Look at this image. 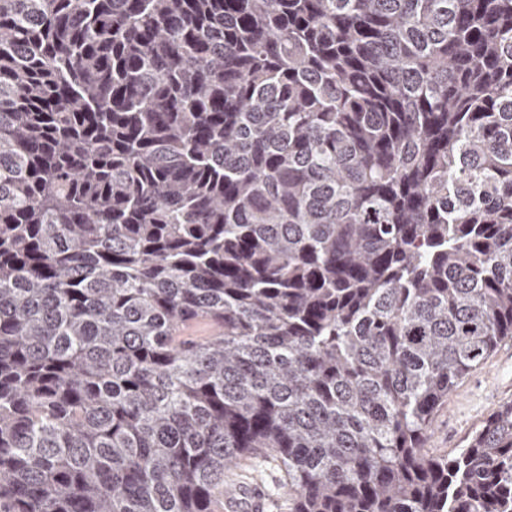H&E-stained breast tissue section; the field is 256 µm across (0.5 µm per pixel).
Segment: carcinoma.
<instances>
[{"mask_svg":"<svg viewBox=\"0 0 512 512\" xmlns=\"http://www.w3.org/2000/svg\"><path fill=\"white\" fill-rule=\"evenodd\" d=\"M507 338L512 0H0V512H512ZM512 401V339L471 370L436 413L424 450L451 458L504 402ZM283 474L274 468H268L262 476L244 485L256 493V497L262 503V512H283L279 509L278 503L267 495L266 489L269 485L279 482Z\"/></svg>","mask_w":512,"mask_h":512,"instance_id":"1","label":"carcinoma"}]
</instances>
